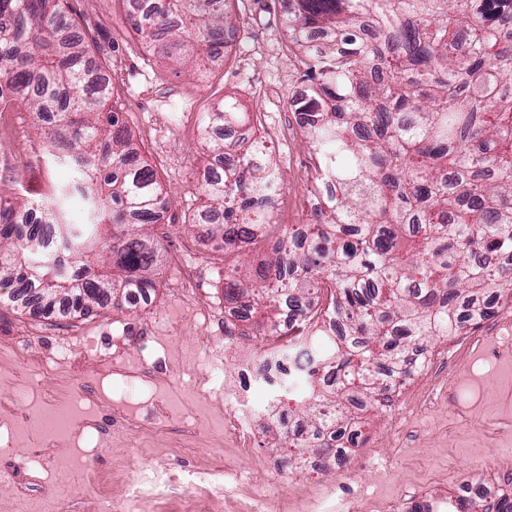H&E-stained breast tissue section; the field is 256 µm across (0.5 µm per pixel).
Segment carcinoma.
Instances as JSON below:
<instances>
[{"instance_id": "1", "label": "carcinoma", "mask_w": 512, "mask_h": 512, "mask_svg": "<svg viewBox=\"0 0 512 512\" xmlns=\"http://www.w3.org/2000/svg\"><path fill=\"white\" fill-rule=\"evenodd\" d=\"M128 13L163 59L210 68L224 30V0H146ZM66 0H0V101H21L48 123L74 183L39 200L0 201V287L51 316L126 308L156 288L157 243L143 227L168 208L156 173L119 113L112 86L86 69L87 46ZM288 35L307 85L291 101L315 159L312 223L285 230L266 257L249 245L271 223L278 170L263 141L206 182L194 222L243 256L224 273V303L276 336L285 315L301 324L280 375L297 371L298 396H275V447L287 465L346 459L362 421L418 372L426 344L489 319L512 298V0H294ZM260 121L226 102L214 126ZM79 192L88 222L72 224ZM323 336L309 350L305 337ZM485 493L459 498L472 512Z\"/></svg>"}]
</instances>
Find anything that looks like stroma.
<instances>
[{"label": "stroma", "mask_w": 512, "mask_h": 512, "mask_svg": "<svg viewBox=\"0 0 512 512\" xmlns=\"http://www.w3.org/2000/svg\"><path fill=\"white\" fill-rule=\"evenodd\" d=\"M68 14L89 45V60L112 80V99L144 158L167 194L169 206L148 231L158 242L157 286L132 309L91 308L70 317L45 316L13 303L0 292V401L23 391L32 416L67 411L82 389L86 416L102 424L80 439L51 450V464L27 455L37 425H17L0 414V512H45L57 499L62 474L73 487L65 512H82L87 490L72 462L93 465L111 496L132 494L144 476L124 466L138 451L153 480L136 498L135 512H188L205 493L211 512H347L355 495L382 512L414 483L441 505L461 483L482 480L486 469L512 465V441L492 439L486 426L505 412L502 392L512 366L497 367L474 351L470 369L454 372L459 337L427 345L429 370L443 378L434 406L412 409L409 396L424 375L414 376L383 410L365 409L363 440L349 448L345 467L316 473L290 470L261 427L271 400L256 370L262 336L236 320L224 305V269L237 254L221 239L197 237L190 222L202 205L210 177L202 160L200 120L216 102L232 98L257 113L256 133L272 149L280 191L274 222L252 251L260 256L288 225L304 224L314 161L290 101L304 84L300 52L290 41L289 0H231L234 36L206 79L156 58L132 29L125 0H67ZM12 133L0 136V194L31 198L70 186L72 168L50 162L40 126L25 107L12 113ZM238 127L227 139L250 138ZM193 270L208 304L200 310L172 285ZM125 366L100 369L98 354L129 329ZM224 465L223 486L200 487L198 469Z\"/></svg>", "instance_id": "35a3bbf8"}]
</instances>
